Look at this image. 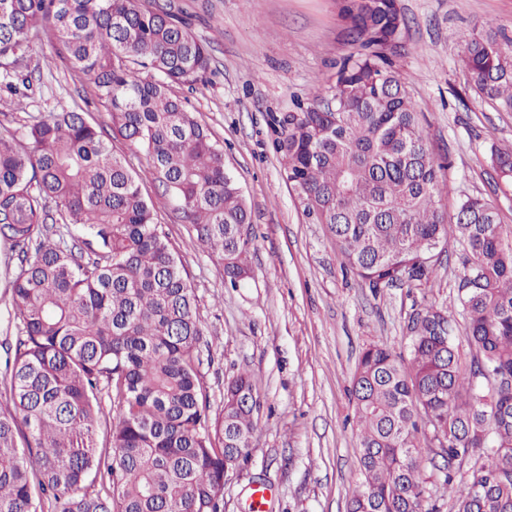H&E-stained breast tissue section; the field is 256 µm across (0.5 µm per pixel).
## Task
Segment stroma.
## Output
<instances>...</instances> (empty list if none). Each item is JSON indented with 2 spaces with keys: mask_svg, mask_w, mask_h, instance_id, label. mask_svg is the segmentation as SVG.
I'll list each match as a JSON object with an SVG mask.
<instances>
[{
  "mask_svg": "<svg viewBox=\"0 0 512 512\" xmlns=\"http://www.w3.org/2000/svg\"><path fill=\"white\" fill-rule=\"evenodd\" d=\"M174 2L211 58L202 81L174 92L223 147L253 217L254 277L232 288L222 260L193 244L168 199L143 186L196 289L211 413L223 409L225 386L242 373L260 399L249 455L224 484V512H252L257 487L268 491L269 512H346L360 479L351 397L359 357L372 343L409 357L410 317L430 304L456 302L459 246L449 243L428 286L373 288L342 265L325 227L305 219L290 191L276 150L283 124L350 51L336 0ZM398 6L408 30L395 66L409 83L431 149L450 162L447 206L481 195L512 226V195L494 192L486 161L491 146L512 147V112L476 96L459 63L484 22L512 38V0ZM16 68L30 81L29 96L21 102L0 87V130L18 131L74 107L91 123L110 125L88 78L69 67L49 34L34 37ZM417 445L426 502L437 512H456L437 448L423 432Z\"/></svg>",
  "mask_w": 512,
  "mask_h": 512,
  "instance_id": "35a3bbf8",
  "label": "stroma"
}]
</instances>
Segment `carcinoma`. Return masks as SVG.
I'll return each mask as SVG.
<instances>
[{"mask_svg": "<svg viewBox=\"0 0 512 512\" xmlns=\"http://www.w3.org/2000/svg\"><path fill=\"white\" fill-rule=\"evenodd\" d=\"M338 2L354 51L306 108L288 113L277 150L289 188L373 288L424 287L448 237L462 247L458 307L432 304L412 318L409 365L384 344L359 358L361 481L348 512H426L420 421L457 512H512V227L482 197L443 208L444 166L385 52L406 34L396 0ZM42 30L112 123L53 112L26 126L30 151L0 131V243L14 261L16 330L0 374V512H43L48 499L54 512H224V469L249 455L259 401L240 374L211 415L197 295L142 191L150 181L171 198L194 242L224 263L225 283L252 278L251 210L223 149L172 93L203 78L210 56L169 4L0 0V61L18 62ZM460 63L479 98L512 110V39L486 22ZM116 139L141 147L148 169L131 170ZM489 167L496 190L512 192V149L491 147ZM104 395L119 421L110 451L99 452ZM477 448L484 460L454 484Z\"/></svg>", "mask_w": 512, "mask_h": 512, "instance_id": "cac0c4a2", "label": "carcinoma"}]
</instances>
